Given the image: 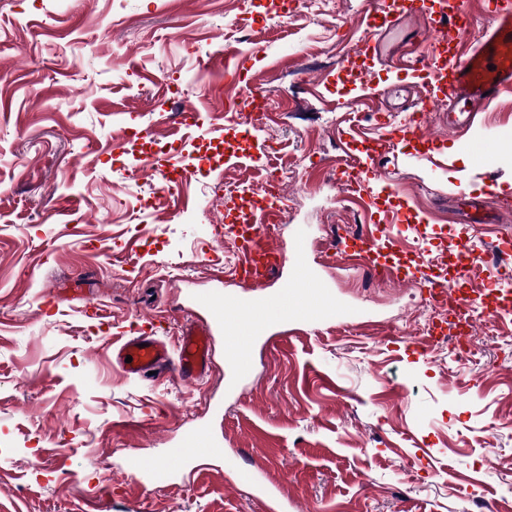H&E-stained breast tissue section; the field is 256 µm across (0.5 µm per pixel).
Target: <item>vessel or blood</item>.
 Wrapping results in <instances>:
<instances>
[{"mask_svg":"<svg viewBox=\"0 0 512 512\" xmlns=\"http://www.w3.org/2000/svg\"><path fill=\"white\" fill-rule=\"evenodd\" d=\"M434 83L428 100L409 104V123L399 126L400 134L416 133L428 112L443 108L448 112V129L459 134L469 131L478 113L489 111L500 97L512 93V0H504L490 17L489 25L476 46L447 60H433ZM386 146H378L355 164L338 168L336 179L360 206L371 208L378 194L365 180L367 173L384 161ZM252 203L245 211L236 212L224 231L237 251L231 272L252 288L261 289L256 298L221 296L204 293L197 296L195 306L205 318L186 326L176 344L162 337L143 333L124 337L112 350V359L129 376L139 378L149 372H165L185 379L206 376L213 364L211 344L213 329L224 332V354L239 373H248L253 363L256 343L279 324L303 322L322 324L347 317L348 311L338 304L329 288L308 270L282 281L279 288L265 292L266 283L284 263L281 251L272 243L270 228L283 223L287 208L285 196L277 189L266 191L261 202H254V190L244 192ZM356 245L340 243L343 259L353 267L389 273V254L366 233L356 236ZM409 282L419 283L426 300L435 306H448L460 313L467 331H474L485 312L475 304L471 293L433 280H420L409 275ZM222 444L203 429L188 432L176 452L179 461L194 464L224 455Z\"/></svg>","mask_w":512,"mask_h":512,"instance_id":"1","label":"vessel or blood"}]
</instances>
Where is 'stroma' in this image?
Returning <instances> with one entry per match:
<instances>
[{
  "label": "stroma",
  "instance_id": "35a3bbf8",
  "mask_svg": "<svg viewBox=\"0 0 512 512\" xmlns=\"http://www.w3.org/2000/svg\"><path fill=\"white\" fill-rule=\"evenodd\" d=\"M382 24L379 0H0V512H512V313L479 322L454 356L422 344L439 312L418 286L329 250L361 230L401 268L450 279L463 230L451 192L490 197L512 226V95L466 135L433 118L392 140L369 177L371 220L349 203L333 171L378 136L362 79L396 109L430 85L428 70L366 57ZM455 42L406 19L397 49ZM254 91L272 116L227 121L225 99ZM486 129L497 148L475 178L469 142ZM176 168L194 175L141 209ZM274 174L288 215L271 237L289 259L269 289L305 268L350 316L275 327L243 378L219 331L209 377L125 378L115 337L156 319L172 343L197 293L247 294L223 275L235 253L217 198ZM198 425L276 496L238 489L226 458L180 466L172 450ZM133 455L167 465L169 482L130 469Z\"/></svg>",
  "mask_w": 512,
  "mask_h": 512
}]
</instances>
